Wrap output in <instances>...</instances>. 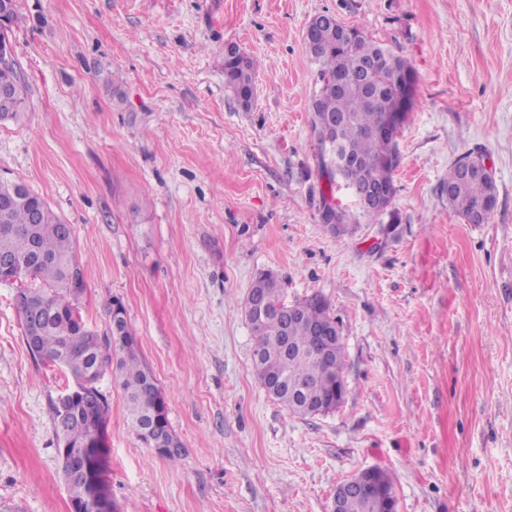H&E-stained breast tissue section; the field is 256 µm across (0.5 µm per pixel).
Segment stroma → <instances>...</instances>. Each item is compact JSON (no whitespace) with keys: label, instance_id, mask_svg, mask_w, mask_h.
<instances>
[{"label":"stroma","instance_id":"35a3bbf8","mask_svg":"<svg viewBox=\"0 0 512 512\" xmlns=\"http://www.w3.org/2000/svg\"><path fill=\"white\" fill-rule=\"evenodd\" d=\"M10 41L28 90L0 125V176L70 224L77 305L109 329L120 301L182 444L138 439L112 374L113 512H331L337 486L387 472L397 512H512V0H17ZM335 15L415 71L381 222L335 235L325 203L358 213L311 130L310 20ZM256 64L242 105L224 78ZM492 165L483 224L442 182L467 154ZM279 274L287 301L330 304L346 394L299 418L253 374L244 302ZM0 283V512H72L52 404L73 380L36 360ZM231 55H224V77L227 85L232 88L240 101L244 97H252L254 88V66L250 58L231 47Z\"/></svg>","mask_w":512,"mask_h":512}]
</instances>
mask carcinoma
I'll return each mask as SVG.
<instances>
[{
	"mask_svg": "<svg viewBox=\"0 0 512 512\" xmlns=\"http://www.w3.org/2000/svg\"><path fill=\"white\" fill-rule=\"evenodd\" d=\"M308 28L311 48L306 53L318 65L312 128L321 159L359 162L358 167L334 175L349 185L382 190L391 203L398 153L378 130L389 113H407L414 107L413 100L403 104L400 81L415 78V72L407 59L361 31L343 37L339 21L331 14L315 16ZM224 77L238 98L253 95V62L239 50L224 55ZM5 87L11 96L6 102L0 99V118L20 124L27 114V88L20 67H0V88ZM443 190L448 205L465 217L487 220L497 203L495 182L478 173L464 174L460 159L449 167ZM63 225L47 202L23 181H0V260H18L10 273L13 281L43 283L23 289L16 297L24 336H35L30 353L92 385V391L70 407L64 423L57 404H52L56 433L65 434L73 451L94 432H106L109 405L98 383L110 368L140 441L151 446L149 437L139 431L146 421L176 439L164 395L141 359L125 316L111 318L110 334L103 337L84 322L75 304L85 287L84 266L75 254L72 232L63 230ZM255 282L264 312L245 318L255 336L253 372L258 381L267 376L280 380L272 397L298 417L311 415L314 405L336 402L337 383L345 367L344 344L333 342L324 360L312 353L314 325L329 319L328 301L317 294L286 301L282 281L271 271L259 273ZM341 512H384V507L376 499L350 495L343 500Z\"/></svg>",
	"mask_w": 512,
	"mask_h": 512,
	"instance_id": "cac0c4a2",
	"label": "carcinoma"
}]
</instances>
